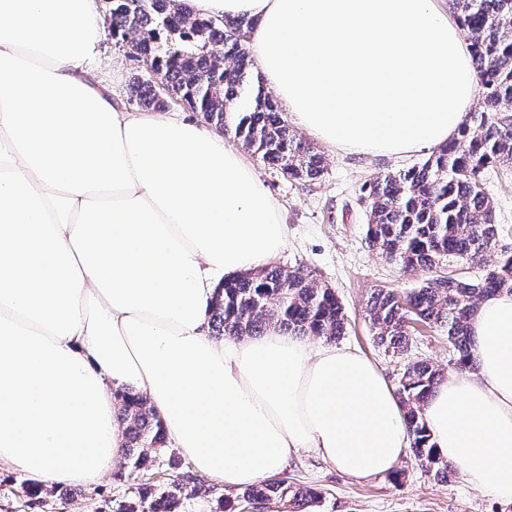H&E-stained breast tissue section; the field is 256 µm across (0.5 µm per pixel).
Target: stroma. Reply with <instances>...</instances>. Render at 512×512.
Returning a JSON list of instances; mask_svg holds the SVG:
<instances>
[{"mask_svg":"<svg viewBox=\"0 0 512 512\" xmlns=\"http://www.w3.org/2000/svg\"><path fill=\"white\" fill-rule=\"evenodd\" d=\"M101 52L100 59L92 62V69L121 100H128L134 77L145 75V68L118 47L112 36H104ZM318 149L326 169L319 179L310 182L285 177L251 151L243 153L277 202L287 225L286 244L276 257L277 264L335 289L350 321L338 346L365 354L390 384H397L405 364L416 360L453 373V352L441 329L412 324L410 350L393 355L375 344L365 318V304L373 289L408 293L422 283L425 275L404 272L369 246L365 238L367 218L358 203L361 189L377 176L394 174L425 160V153L393 157L346 152L323 143ZM486 189L495 204V221L501 227L499 243L512 249V170L490 169ZM178 471L188 475L197 489L196 495L184 500L182 512H239L241 505L235 492L199 474L189 460H181L174 470L168 456H160L153 469V482L158 488H167ZM279 476L321 491L323 498L311 512H512V501L473 489L463 476L447 482L435 479L409 452L402 455L390 474L353 479L337 472L314 452L303 450L288 460ZM26 478L24 472L0 466V512H112L113 505L128 497L137 482L136 476L124 472L118 463L97 483L74 485L71 501H62L46 490L41 502L35 504L19 490Z\"/></svg>","mask_w":512,"mask_h":512,"instance_id":"stroma-1","label":"stroma"}]
</instances>
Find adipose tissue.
Masks as SVG:
<instances>
[{
	"label": "adipose tissue",
	"mask_w": 512,
	"mask_h": 512,
	"mask_svg": "<svg viewBox=\"0 0 512 512\" xmlns=\"http://www.w3.org/2000/svg\"><path fill=\"white\" fill-rule=\"evenodd\" d=\"M246 17L250 48L322 143L402 155L453 138L476 99L470 50L435 0H180ZM96 0H0V463L96 483L125 453L119 388L173 447L239 489L308 449L351 478L409 445L364 355L270 326L216 341L221 279L267 266L287 229L254 169L197 124L118 107L89 77ZM474 369L424 410L435 452L512 500V294L470 320Z\"/></svg>",
	"instance_id": "adipose-tissue-1"
}]
</instances>
